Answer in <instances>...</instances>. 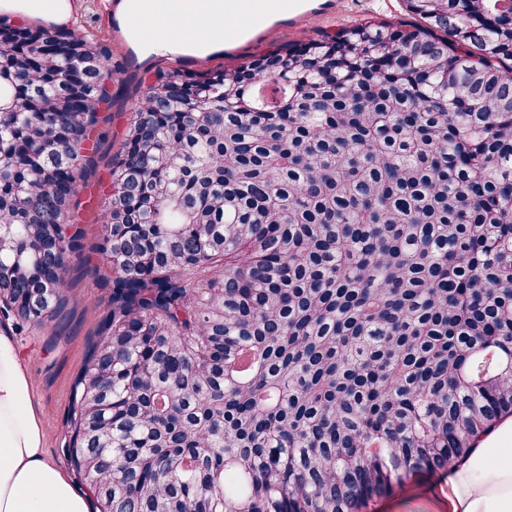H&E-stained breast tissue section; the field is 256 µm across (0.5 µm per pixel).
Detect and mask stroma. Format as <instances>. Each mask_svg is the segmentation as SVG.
Masks as SVG:
<instances>
[{
    "instance_id": "1",
    "label": "stroma",
    "mask_w": 512,
    "mask_h": 512,
    "mask_svg": "<svg viewBox=\"0 0 512 512\" xmlns=\"http://www.w3.org/2000/svg\"><path fill=\"white\" fill-rule=\"evenodd\" d=\"M324 8L306 23L277 20L271 31L252 38L228 40L212 56L182 54L147 58L132 55L127 42L112 27L114 11L109 0H78L73 22L92 33L104 53L102 66L110 76L109 99L103 103L92 130L97 146L94 167L79 182L77 214L83 230L82 250L73 256L67 274V306L43 326L15 327L14 317L0 313V323L13 327L33 386L36 411L45 429V447L75 484H87L71 465L67 450L72 385L89 351L99 339L101 324L110 308L112 289L104 280L108 269L99 249L103 228L97 216L111 190L112 157L125 137L132 112L155 82L157 72L178 68L194 76L220 66L234 68L259 58L277 46L304 43L339 28L363 21L410 23L414 17L403 0H323ZM448 472L444 469L416 473L372 498L367 512H448Z\"/></svg>"
}]
</instances>
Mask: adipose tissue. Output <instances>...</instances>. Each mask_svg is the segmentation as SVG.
<instances>
[{
  "instance_id": "1",
  "label": "adipose tissue",
  "mask_w": 512,
  "mask_h": 512,
  "mask_svg": "<svg viewBox=\"0 0 512 512\" xmlns=\"http://www.w3.org/2000/svg\"><path fill=\"white\" fill-rule=\"evenodd\" d=\"M264 0H118L115 11L146 56L177 54L190 44L205 50L224 43L225 20L257 14ZM73 0H0V14L68 23ZM174 23L183 31L157 35ZM451 512H512V419L475 444L448 477ZM0 512H92L65 472L44 451V430L22 351L10 328L0 327Z\"/></svg>"
}]
</instances>
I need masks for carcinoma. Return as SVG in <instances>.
Returning <instances> with one entry per match:
<instances>
[{
	"label": "carcinoma",
	"instance_id": "cac0c4a2",
	"mask_svg": "<svg viewBox=\"0 0 512 512\" xmlns=\"http://www.w3.org/2000/svg\"><path fill=\"white\" fill-rule=\"evenodd\" d=\"M404 2L421 23L171 69L166 108L132 112L70 410L99 512H364L512 416V0ZM100 63L78 29L0 16V301L25 324L82 248Z\"/></svg>",
	"mask_w": 512,
	"mask_h": 512
}]
</instances>
